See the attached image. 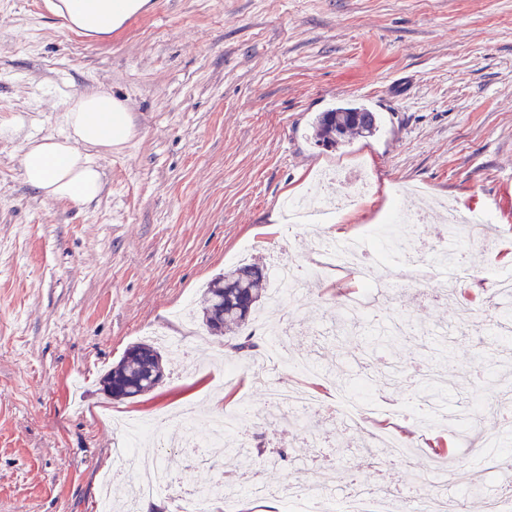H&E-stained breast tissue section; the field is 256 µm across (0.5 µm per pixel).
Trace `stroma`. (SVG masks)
<instances>
[{
    "mask_svg": "<svg viewBox=\"0 0 512 512\" xmlns=\"http://www.w3.org/2000/svg\"><path fill=\"white\" fill-rule=\"evenodd\" d=\"M87 88L109 91L132 126L100 157L105 190L90 206L43 199L24 181L21 140L0 138V512H96L117 466L114 419L222 394L249 404L241 440L270 492L256 499L245 484L225 485L213 512L282 507L295 475L336 496L345 472L387 482L409 506L419 497L412 472L456 448L462 431L500 437L479 409L512 383V342L501 341L511 327L490 307L494 279L512 273V0H148L106 40L72 30L46 0H0V122L22 113L29 133L57 132L63 102ZM341 105L374 112L378 132L336 150L316 144L317 116ZM332 168L343 177L331 191L361 174L370 198L330 227L270 223L289 198L315 196L316 174ZM413 185L493 221L462 288L476 299L469 321L458 298L400 287L394 258L376 310L352 335H334L329 321L357 290L352 274L264 301L248 333L262 348L286 329L290 355L346 369L393 409L446 372V408L465 420L370 415L350 427L333 382L285 366L274 383H304L326 400L300 419H260L264 396L235 337L177 311L199 307L206 284L242 260L305 262L315 235L339 243L390 209L415 212ZM394 315L429 335L375 347ZM148 338L191 357L170 361L146 395L107 396L105 372ZM222 454L193 466L169 449L170 495L188 466L211 482Z\"/></svg>",
    "mask_w": 512,
    "mask_h": 512,
    "instance_id": "35a3bbf8",
    "label": "stroma"
}]
</instances>
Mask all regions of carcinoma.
Here are the masks:
<instances>
[{
	"label": "carcinoma",
	"instance_id": "1",
	"mask_svg": "<svg viewBox=\"0 0 512 512\" xmlns=\"http://www.w3.org/2000/svg\"><path fill=\"white\" fill-rule=\"evenodd\" d=\"M374 113L360 107H338L321 113L315 125L317 142L326 148H339L353 134L374 135ZM264 266L257 262L218 274L204 292L202 323L216 329V335L247 326L262 298ZM166 360L161 350L148 342L131 345L102 378L112 384V398L140 396L152 391L153 383L164 376Z\"/></svg>",
	"mask_w": 512,
	"mask_h": 512
}]
</instances>
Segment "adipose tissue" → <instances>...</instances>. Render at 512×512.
I'll return each mask as SVG.
<instances>
[{"instance_id":"1","label":"adipose tissue","mask_w":512,"mask_h":512,"mask_svg":"<svg viewBox=\"0 0 512 512\" xmlns=\"http://www.w3.org/2000/svg\"><path fill=\"white\" fill-rule=\"evenodd\" d=\"M142 6L143 0H51L49 8L79 31L107 36ZM59 126V134L24 142V179L44 199L89 205L104 187L97 157L130 139L129 115L110 94L90 90L65 100Z\"/></svg>"}]
</instances>
